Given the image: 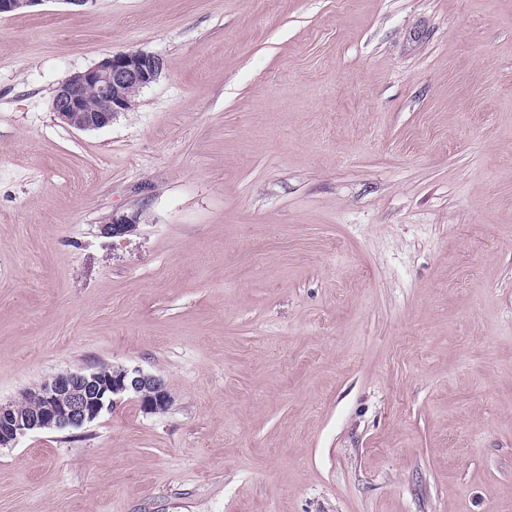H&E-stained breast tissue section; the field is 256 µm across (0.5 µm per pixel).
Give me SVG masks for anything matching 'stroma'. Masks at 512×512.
<instances>
[{
  "mask_svg": "<svg viewBox=\"0 0 512 512\" xmlns=\"http://www.w3.org/2000/svg\"><path fill=\"white\" fill-rule=\"evenodd\" d=\"M101 365L171 406L0 447V512H512V0L0 16V404ZM161 70L162 60L155 54L111 52L93 67L74 73L59 83L52 101L53 112L66 128L80 131L104 128L118 114L128 112L132 107L126 91L149 86L156 81ZM138 89H133L130 94L134 105ZM89 92L94 93L102 104L99 109L87 107ZM96 99L89 98L90 108L97 107ZM140 222V213L112 214L109 224H103L104 233L114 237H121L131 232L135 224Z\"/></svg>",
  "mask_w": 512,
  "mask_h": 512,
  "instance_id": "35a3bbf8",
  "label": "stroma"
}]
</instances>
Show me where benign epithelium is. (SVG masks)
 Returning a JSON list of instances; mask_svg holds the SVG:
<instances>
[{
	"label": "benign epithelium",
	"instance_id": "1",
	"mask_svg": "<svg viewBox=\"0 0 512 512\" xmlns=\"http://www.w3.org/2000/svg\"><path fill=\"white\" fill-rule=\"evenodd\" d=\"M41 0H0V16L30 8ZM162 60L144 51L111 52L94 66L62 80L53 97L52 109L60 123L80 131L98 130L110 125L131 104L126 91L145 88L155 82ZM94 93L101 107L86 105ZM140 222V213L114 214L103 225L104 233L121 237ZM40 400L33 413L17 412L12 404L0 405V447L15 444L22 436L41 430L65 432L80 429L103 412L115 409L127 395L135 396L149 414L167 410L171 396L163 381L138 368L116 367L110 371L64 372L53 376L25 393Z\"/></svg>",
	"mask_w": 512,
	"mask_h": 512
}]
</instances>
